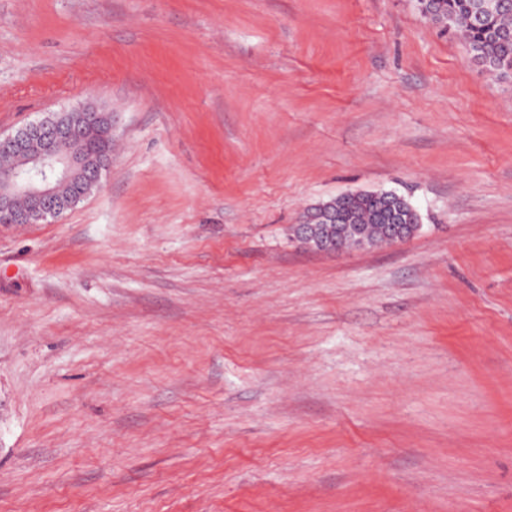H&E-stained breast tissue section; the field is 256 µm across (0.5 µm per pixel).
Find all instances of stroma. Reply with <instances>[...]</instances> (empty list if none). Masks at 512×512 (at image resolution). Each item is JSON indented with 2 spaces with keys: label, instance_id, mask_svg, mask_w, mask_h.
I'll use <instances>...</instances> for the list:
<instances>
[{
  "label": "stroma",
  "instance_id": "35a3bbf8",
  "mask_svg": "<svg viewBox=\"0 0 512 512\" xmlns=\"http://www.w3.org/2000/svg\"><path fill=\"white\" fill-rule=\"evenodd\" d=\"M112 164L0 224V512H512V82L414 0H0V132ZM395 190L403 243L305 209ZM100 141L112 142V114L86 105L47 113L13 133L0 132V155L14 161L0 171L1 222L48 221L86 198L112 161V153L90 148ZM41 169L50 170V178L32 179ZM71 186L70 195L61 193ZM376 191L365 192H351L349 195H340L331 198L327 201L319 202L318 204L331 203L336 211L330 209H318L314 211L308 218L302 219L301 231L304 236L314 235L317 230L316 236L309 238V241L301 244L307 245L309 249L321 251L318 239L324 238L328 243H332L333 250L328 253L336 252V244L338 250L362 249L367 247H374L371 245L382 243L384 236L391 238L392 232L395 230V225L404 224L405 236L408 240L417 231H412L406 223V211L415 212L411 203H409L402 195H393L386 197L387 204L385 205V213L387 215L386 222L388 231L384 234V216L382 205L374 199L366 196L367 193ZM384 199V200H386ZM351 212H357L358 220L355 216H350L346 224H360L358 227L361 234L358 236H351L344 232L346 225L336 224L339 222L340 216H345ZM313 224H317V229ZM405 239V240H406Z\"/></svg>",
  "mask_w": 512,
  "mask_h": 512
}]
</instances>
